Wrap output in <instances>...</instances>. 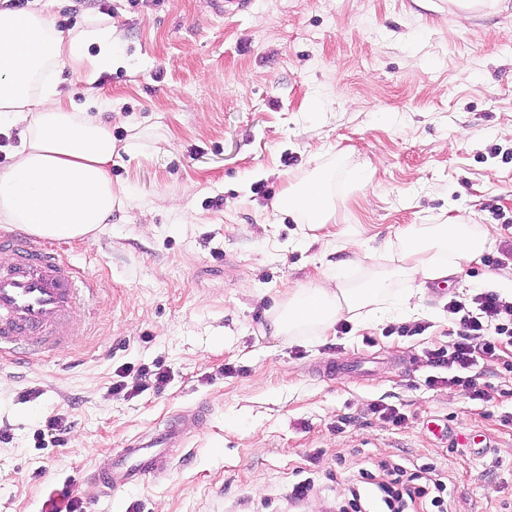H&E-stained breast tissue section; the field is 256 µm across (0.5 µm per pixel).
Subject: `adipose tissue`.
<instances>
[{"label": "adipose tissue", "instance_id": "ef3b65f1", "mask_svg": "<svg viewBox=\"0 0 512 512\" xmlns=\"http://www.w3.org/2000/svg\"><path fill=\"white\" fill-rule=\"evenodd\" d=\"M96 53H88V45ZM112 27L93 25L59 31L42 11L0 12V128L23 125L10 164L0 169V223L49 239L89 237L99 231L116 201L111 166L117 144L109 126L77 111L53 82L56 67L83 68L88 83L112 65ZM336 167L319 166L292 183L278 200L299 223L321 227L336 207ZM387 262L350 285L335 275L309 287H291L273 318L274 333L293 339L306 332L326 335L337 321L359 323L384 317L392 283L411 282L401 305L415 310L428 284L479 261L492 247L487 228L466 214L443 224H411L398 235Z\"/></svg>", "mask_w": 512, "mask_h": 512}]
</instances>
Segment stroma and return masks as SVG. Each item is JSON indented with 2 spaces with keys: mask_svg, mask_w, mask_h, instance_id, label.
Segmentation results:
<instances>
[{
  "mask_svg": "<svg viewBox=\"0 0 512 512\" xmlns=\"http://www.w3.org/2000/svg\"><path fill=\"white\" fill-rule=\"evenodd\" d=\"M40 6L64 31L112 21L111 69L56 80L117 132L125 200L94 236L48 242L98 280L73 343L33 363L0 351V512H43L65 486L84 512H320L381 461L441 472L448 512H512V343L479 361L473 387L425 383L428 351L456 328L449 299L512 286V0L466 20L452 0H252L226 16L210 0ZM336 159L334 223L312 231L277 210ZM452 208L496 243L415 312L275 335L286 287L366 276L346 239L376 263L404 227ZM414 323L425 331L401 334ZM330 361L346 371L324 375ZM144 365L167 374L161 390L113 395L118 369ZM379 402L404 424L372 414ZM53 417L69 432L39 448ZM176 417L187 437L164 473L108 494L86 484ZM308 478L309 498L289 500Z\"/></svg>",
  "mask_w": 512,
  "mask_h": 512,
  "instance_id": "stroma-1",
  "label": "stroma"
}]
</instances>
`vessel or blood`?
<instances>
[{
	"mask_svg": "<svg viewBox=\"0 0 512 512\" xmlns=\"http://www.w3.org/2000/svg\"><path fill=\"white\" fill-rule=\"evenodd\" d=\"M0 252L12 260L0 270V349L20 342L29 357L39 360L70 344L71 315L96 298L94 278L80 275L60 251L23 232L1 233ZM183 431L178 423L128 445L113 466L93 472L90 482L125 487L162 471L168 465L167 448Z\"/></svg>",
	"mask_w": 512,
	"mask_h": 512,
	"instance_id": "b4317fda",
	"label": "vessel or blood"
}]
</instances>
